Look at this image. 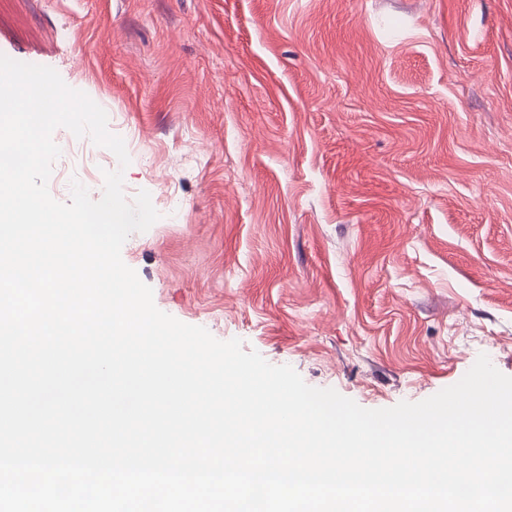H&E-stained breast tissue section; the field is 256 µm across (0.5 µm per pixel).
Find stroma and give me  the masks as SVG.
Here are the masks:
<instances>
[{"mask_svg":"<svg viewBox=\"0 0 512 512\" xmlns=\"http://www.w3.org/2000/svg\"><path fill=\"white\" fill-rule=\"evenodd\" d=\"M0 54L99 102L160 214L156 307L367 409L512 376V0H0Z\"/></svg>","mask_w":512,"mask_h":512,"instance_id":"stroma-1","label":"stroma"}]
</instances>
